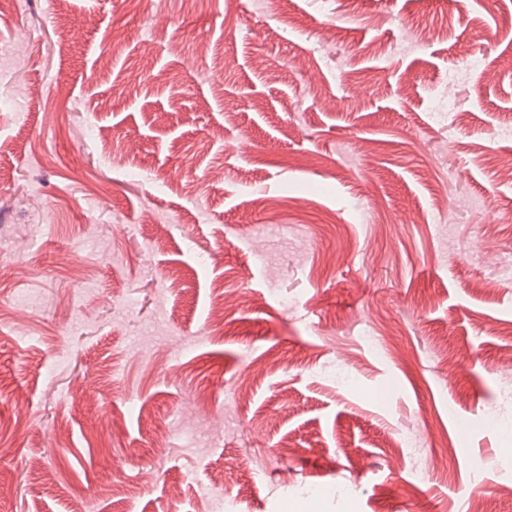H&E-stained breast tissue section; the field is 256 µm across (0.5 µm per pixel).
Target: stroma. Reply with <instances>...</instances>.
Instances as JSON below:
<instances>
[{
    "label": "stroma",
    "instance_id": "1",
    "mask_svg": "<svg viewBox=\"0 0 512 512\" xmlns=\"http://www.w3.org/2000/svg\"><path fill=\"white\" fill-rule=\"evenodd\" d=\"M495 155L512 0H15L0 512H471L512 484Z\"/></svg>",
    "mask_w": 512,
    "mask_h": 512
}]
</instances>
